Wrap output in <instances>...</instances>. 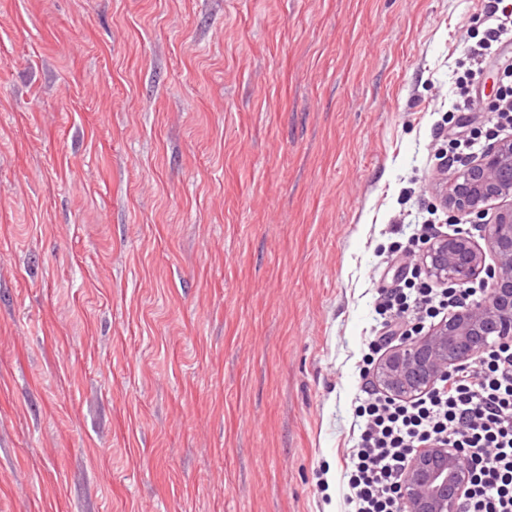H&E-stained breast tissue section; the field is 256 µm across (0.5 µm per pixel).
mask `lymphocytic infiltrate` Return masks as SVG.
I'll list each match as a JSON object with an SVG mask.
<instances>
[{"label": "lymphocytic infiltrate", "mask_w": 512, "mask_h": 512, "mask_svg": "<svg viewBox=\"0 0 512 512\" xmlns=\"http://www.w3.org/2000/svg\"><path fill=\"white\" fill-rule=\"evenodd\" d=\"M491 25L470 48L455 81L453 109L472 111L475 85L491 55L512 42V9L491 12ZM484 288L398 287L375 307L382 341L415 336L416 323L479 302ZM437 443L456 448L470 479L459 512H512V339L495 343L477 363L462 362L436 387L409 400L371 394L358 422L345 474L347 512H403L402 483L416 448Z\"/></svg>", "instance_id": "lymphocytic-infiltrate-1"}]
</instances>
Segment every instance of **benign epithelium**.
Returning a JSON list of instances; mask_svg holds the SVG:
<instances>
[{
    "instance_id": "1",
    "label": "benign epithelium",
    "mask_w": 512,
    "mask_h": 512,
    "mask_svg": "<svg viewBox=\"0 0 512 512\" xmlns=\"http://www.w3.org/2000/svg\"><path fill=\"white\" fill-rule=\"evenodd\" d=\"M498 202L496 210L490 203ZM448 214L484 226L485 246L470 236L441 235L425 248L422 270L443 288L480 274L492 299L473 303L433 325L424 335L383 354L379 386L391 398L411 399L431 391L460 362L475 360L501 336H512V140H496L457 171L442 199ZM494 264H486V254ZM468 465L455 448L429 444L416 450L402 484L406 512H458Z\"/></svg>"
}]
</instances>
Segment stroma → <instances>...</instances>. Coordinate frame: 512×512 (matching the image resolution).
<instances>
[{"instance_id":"obj_1","label":"stroma","mask_w":512,"mask_h":512,"mask_svg":"<svg viewBox=\"0 0 512 512\" xmlns=\"http://www.w3.org/2000/svg\"><path fill=\"white\" fill-rule=\"evenodd\" d=\"M486 5L0 0V512H344Z\"/></svg>"}]
</instances>
